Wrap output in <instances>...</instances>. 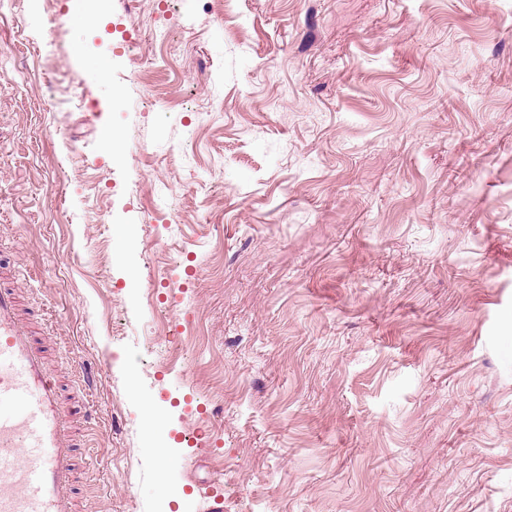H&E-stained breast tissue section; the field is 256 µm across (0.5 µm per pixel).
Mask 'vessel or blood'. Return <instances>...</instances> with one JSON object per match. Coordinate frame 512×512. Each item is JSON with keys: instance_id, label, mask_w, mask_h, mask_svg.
<instances>
[{"instance_id": "vessel-or-blood-1", "label": "vessel or blood", "mask_w": 512, "mask_h": 512, "mask_svg": "<svg viewBox=\"0 0 512 512\" xmlns=\"http://www.w3.org/2000/svg\"><path fill=\"white\" fill-rule=\"evenodd\" d=\"M39 334L22 314L20 287L0 282V512H76L73 406Z\"/></svg>"}]
</instances>
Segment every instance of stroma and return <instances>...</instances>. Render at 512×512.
<instances>
[{"label": "stroma", "instance_id": "1", "mask_svg": "<svg viewBox=\"0 0 512 512\" xmlns=\"http://www.w3.org/2000/svg\"><path fill=\"white\" fill-rule=\"evenodd\" d=\"M90 8L0 0V253L97 370L82 512H512V0Z\"/></svg>", "mask_w": 512, "mask_h": 512}]
</instances>
